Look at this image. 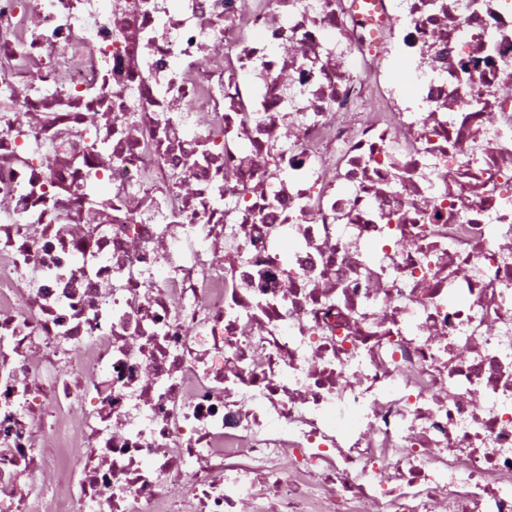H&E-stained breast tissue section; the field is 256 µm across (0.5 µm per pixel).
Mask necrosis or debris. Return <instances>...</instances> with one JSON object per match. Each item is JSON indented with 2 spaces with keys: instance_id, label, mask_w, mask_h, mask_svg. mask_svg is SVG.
Returning a JSON list of instances; mask_svg holds the SVG:
<instances>
[{
  "instance_id": "1",
  "label": "necrosis or debris",
  "mask_w": 512,
  "mask_h": 512,
  "mask_svg": "<svg viewBox=\"0 0 512 512\" xmlns=\"http://www.w3.org/2000/svg\"><path fill=\"white\" fill-rule=\"evenodd\" d=\"M0 512H512V0H0Z\"/></svg>"
}]
</instances>
